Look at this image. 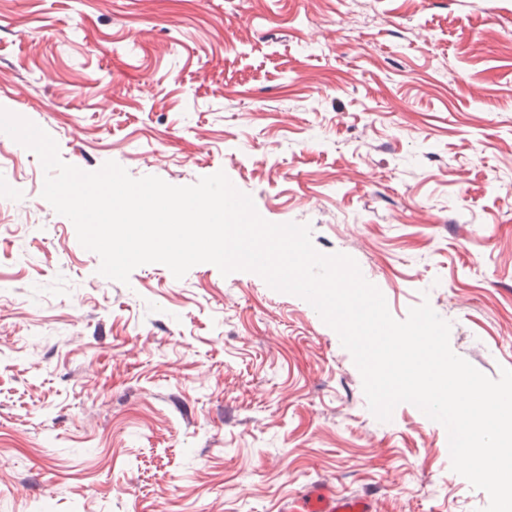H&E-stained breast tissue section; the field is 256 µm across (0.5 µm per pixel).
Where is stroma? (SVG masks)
<instances>
[{
  "label": "stroma",
  "mask_w": 512,
  "mask_h": 512,
  "mask_svg": "<svg viewBox=\"0 0 512 512\" xmlns=\"http://www.w3.org/2000/svg\"><path fill=\"white\" fill-rule=\"evenodd\" d=\"M0 0V107L85 171H224L309 225L391 315L512 369V0ZM332 44L304 51L302 36ZM0 512H281L308 487L375 512H482L445 428L393 426L309 303L257 274L161 264L102 284L52 206L0 200ZM126 487L114 499L115 487Z\"/></svg>",
  "instance_id": "35a3bbf8"
}]
</instances>
